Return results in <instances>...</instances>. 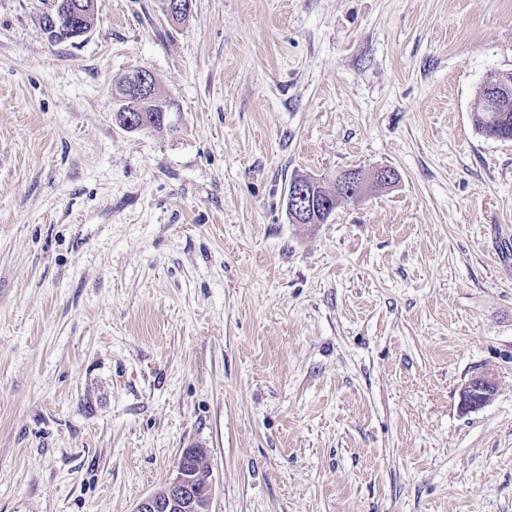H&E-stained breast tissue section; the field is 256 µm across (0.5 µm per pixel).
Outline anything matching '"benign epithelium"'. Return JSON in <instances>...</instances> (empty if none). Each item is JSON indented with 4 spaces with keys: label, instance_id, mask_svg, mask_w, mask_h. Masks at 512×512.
I'll list each match as a JSON object with an SVG mask.
<instances>
[{
    "label": "benign epithelium",
    "instance_id": "obj_1",
    "mask_svg": "<svg viewBox=\"0 0 512 512\" xmlns=\"http://www.w3.org/2000/svg\"><path fill=\"white\" fill-rule=\"evenodd\" d=\"M95 0H70L62 7L47 14L44 23L46 34L52 39L64 35V39L77 38L88 32L78 23L70 22L94 10ZM512 78L505 74L497 83L486 86L477 102V112H499L500 93L508 90ZM155 98V84L151 73L136 70L126 75L121 86L119 99L123 102L142 100L150 102ZM396 175L390 168H379L368 174L362 170L347 171L342 176L343 184L361 183L365 186L391 185ZM287 209L295 224H315L320 217H328L332 212L330 203L321 195V183L314 179H295L290 183L287 196ZM496 390V379L488 372L473 375L460 392V402L465 409H476L491 400ZM190 457H180L174 478L164 488L141 499L134 512H211V484L209 476L203 474L191 460L194 449H189Z\"/></svg>",
    "mask_w": 512,
    "mask_h": 512
}]
</instances>
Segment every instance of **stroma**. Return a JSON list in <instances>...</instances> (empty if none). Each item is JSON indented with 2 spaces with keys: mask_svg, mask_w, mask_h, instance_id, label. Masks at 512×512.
Wrapping results in <instances>:
<instances>
[{
  "mask_svg": "<svg viewBox=\"0 0 512 512\" xmlns=\"http://www.w3.org/2000/svg\"><path fill=\"white\" fill-rule=\"evenodd\" d=\"M0 0V512H512V0ZM150 71L170 124L128 131ZM398 182L292 223L298 175ZM481 371L492 399L462 408ZM72 0H63L64 5L62 8H57L47 14V18L43 27L45 28L46 34L50 36L53 40L48 39L51 42H64L61 40H56L57 35H61L66 33L63 39L68 40L71 38H77L84 35L86 32L90 30V27L85 28L84 26H80V23H69L68 20H71L72 17L78 19L81 15H85L94 10L95 1L94 0H76L75 2H71ZM122 81L119 85L121 101L144 100L147 103L154 100L155 84L151 73L145 70H136L126 75L123 84ZM511 73V87H512V72ZM501 76L497 83L490 84L486 86L481 95L480 99L477 102L475 109L472 112L480 113L482 118L481 121L478 119H474L475 126L478 130L484 131L487 129L488 124L486 123L487 118L490 116L488 112H492L491 114H504L503 112H507L501 109L500 107V92H506L508 90V85L510 83L509 74ZM488 130V129H487ZM341 182L346 184H363V192L367 185L375 183L377 185H391L396 182V175L391 168H379L370 174L362 170L347 171L342 176ZM189 450L190 456L185 457ZM194 448L185 449L180 457L174 478L163 489L141 499L134 512H211L210 473L204 475L194 462ZM191 457V461L189 458ZM204 487L199 491V485Z\"/></svg>",
  "mask_w": 512,
  "mask_h": 512,
  "instance_id": "35a3bbf8",
  "label": "stroma"
}]
</instances>
